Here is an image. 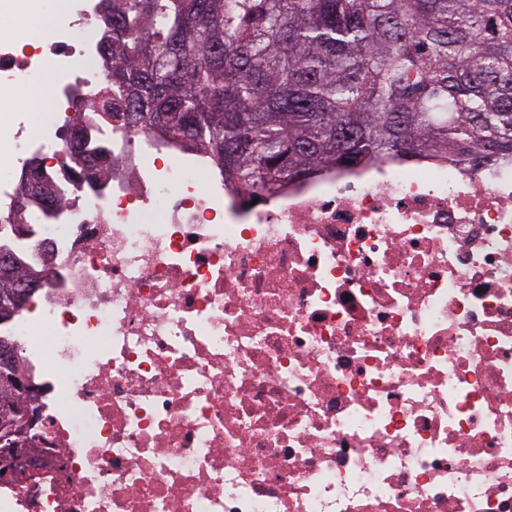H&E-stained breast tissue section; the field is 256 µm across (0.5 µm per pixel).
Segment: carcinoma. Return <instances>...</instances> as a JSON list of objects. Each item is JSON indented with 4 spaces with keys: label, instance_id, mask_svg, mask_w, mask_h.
<instances>
[{
    "label": "carcinoma",
    "instance_id": "obj_1",
    "mask_svg": "<svg viewBox=\"0 0 512 512\" xmlns=\"http://www.w3.org/2000/svg\"><path fill=\"white\" fill-rule=\"evenodd\" d=\"M111 86L76 106L63 162L92 169L85 128L118 117L161 145L202 151L244 194L348 161L512 156V0H104ZM125 93L112 111V88ZM29 199L58 196L23 182ZM35 281L11 259L0 314Z\"/></svg>",
    "mask_w": 512,
    "mask_h": 512
}]
</instances>
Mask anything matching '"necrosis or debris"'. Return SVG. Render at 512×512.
Here are the masks:
<instances>
[{"instance_id":"necrosis-or-debris-1","label":"necrosis or debris","mask_w":512,"mask_h":512,"mask_svg":"<svg viewBox=\"0 0 512 512\" xmlns=\"http://www.w3.org/2000/svg\"><path fill=\"white\" fill-rule=\"evenodd\" d=\"M14 2L52 21L0 23V247L39 282L0 324L34 394L0 512H512V159L246 206L116 125L85 132L100 184L53 156L108 80L101 0ZM36 167L65 200L26 233ZM24 190L20 191L17 199L16 215L18 217L17 223L29 224L28 207L30 198L39 201L43 207H53L58 202V196L54 189L47 187L48 193H44L43 189L37 183L31 185V181L23 182ZM50 195V198H47Z\"/></svg>"}]
</instances>
